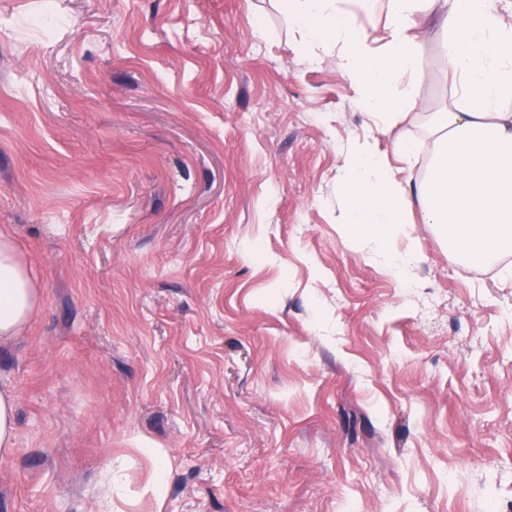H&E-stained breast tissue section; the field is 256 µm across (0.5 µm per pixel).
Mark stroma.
<instances>
[{"instance_id": "35a3bbf8", "label": "stroma", "mask_w": 512, "mask_h": 512, "mask_svg": "<svg viewBox=\"0 0 512 512\" xmlns=\"http://www.w3.org/2000/svg\"><path fill=\"white\" fill-rule=\"evenodd\" d=\"M37 8L0 0V229L42 289L0 345V512H100L117 460L112 512H512V280L417 210L400 278L343 219L358 141L428 170L455 107L440 0L390 131L279 0H53L51 31ZM15 440V396L10 391H0V452H10Z\"/></svg>"}]
</instances>
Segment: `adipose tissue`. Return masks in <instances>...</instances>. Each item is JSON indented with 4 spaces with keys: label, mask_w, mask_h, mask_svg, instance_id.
Wrapping results in <instances>:
<instances>
[{
    "label": "adipose tissue",
    "mask_w": 512,
    "mask_h": 512,
    "mask_svg": "<svg viewBox=\"0 0 512 512\" xmlns=\"http://www.w3.org/2000/svg\"><path fill=\"white\" fill-rule=\"evenodd\" d=\"M346 0H283L288 23L312 65L337 53L352 80L356 102L380 124L408 120L414 98H391L396 74L420 73V52L411 30L425 0H353L365 14L387 8V53L378 56L367 38L352 35ZM502 0H445L443 53L462 106L434 117L436 151L427 178L407 191L368 145L350 158L343 175L351 208L346 223L384 254L398 275H406L412 255L388 252L395 225L413 209L435 225L448 243L454 262L491 266L512 254V113L499 111L512 97V25L500 13ZM328 20L331 31L320 23ZM41 302L38 281L11 233L0 230V344L26 329Z\"/></svg>",
    "instance_id": "obj_1"
}]
</instances>
